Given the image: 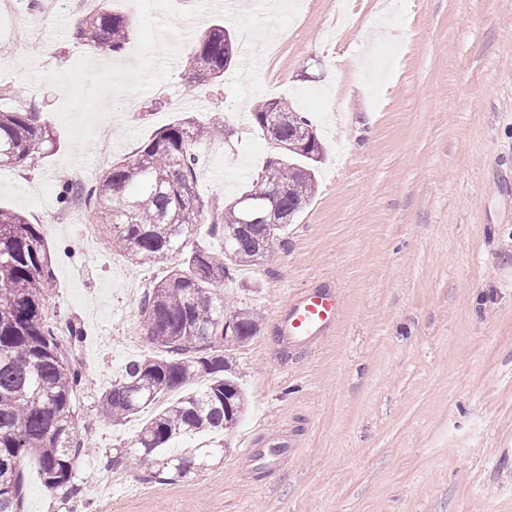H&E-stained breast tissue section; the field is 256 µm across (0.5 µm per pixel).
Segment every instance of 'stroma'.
<instances>
[{
  "label": "stroma",
  "instance_id": "obj_1",
  "mask_svg": "<svg viewBox=\"0 0 512 512\" xmlns=\"http://www.w3.org/2000/svg\"><path fill=\"white\" fill-rule=\"evenodd\" d=\"M127 14L118 54L71 38L78 0L0 19L6 106L34 103L54 148L0 168V207L41 225L54 257L46 304L76 323L68 357L85 375L78 422L96 412L126 364L155 355L140 301L169 269L130 263L83 238L58 192L96 184L167 125H226L200 151L197 189L230 202L275 148L250 110L283 97L324 148L315 192L276 252L235 271L222 293L261 332L229 357L247 409L229 452L171 482L135 458L111 499L95 496L114 449L145 418L85 431L95 446L75 482L88 512H512V0H103ZM223 22L240 58L219 84L194 86L189 52ZM40 37L13 46L11 30ZM170 63L156 67L159 53ZM251 55L253 68L242 55ZM109 143L108 156L99 147ZM331 288L343 310L318 347H291L279 322L294 293ZM289 453L269 471L247 446ZM23 512H69L36 459L22 463Z\"/></svg>",
  "mask_w": 512,
  "mask_h": 512
}]
</instances>
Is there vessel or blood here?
<instances>
[{
	"mask_svg": "<svg viewBox=\"0 0 512 512\" xmlns=\"http://www.w3.org/2000/svg\"><path fill=\"white\" fill-rule=\"evenodd\" d=\"M342 308L339 294L314 288L290 297L281 331L289 346H313L328 335Z\"/></svg>",
	"mask_w": 512,
	"mask_h": 512,
	"instance_id": "1",
	"label": "vessel or blood"
}]
</instances>
